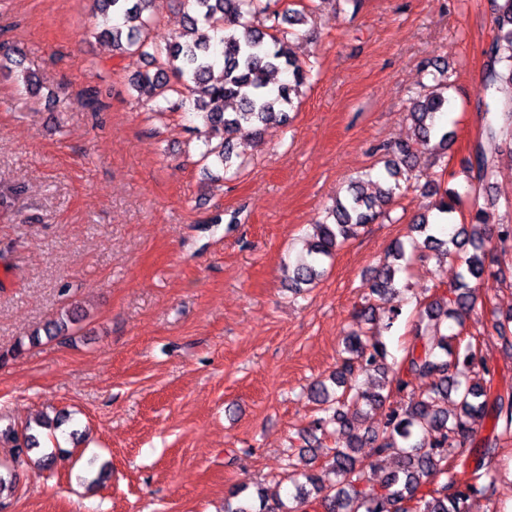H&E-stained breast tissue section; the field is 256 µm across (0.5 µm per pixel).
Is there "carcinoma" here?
<instances>
[{
  "label": "carcinoma",
  "mask_w": 512,
  "mask_h": 512,
  "mask_svg": "<svg viewBox=\"0 0 512 512\" xmlns=\"http://www.w3.org/2000/svg\"><path fill=\"white\" fill-rule=\"evenodd\" d=\"M105 15L98 37L112 41V55L137 54L149 60L153 70L139 71L129 80L138 99L155 104L156 111H174L190 104L204 123L223 134L216 145L206 144L201 160L233 169L232 136L248 126L256 133L271 123H286L294 97L308 80V70L295 56L283 27L307 23L304 11L288 8L282 12L264 10L259 19V0H178L187 8L183 38L161 44L148 32L158 22L160 0H96ZM494 36L483 50V93L485 124L481 136L504 137L512 142V0H489ZM221 76L215 77V69ZM434 84L420 94L409 110L413 123L411 141L387 152L384 172L368 180L375 192L367 193L352 184L346 194L335 199L326 219L315 224L316 241L309 243L293 266L291 287L301 290L324 275L323 261L330 258L359 229L372 224L393 198L400 180L415 167L418 152L445 156L455 132L438 121L448 106V65H434ZM288 79L272 81L276 73ZM82 105L98 111L106 106L102 90L88 85L81 91ZM463 173L472 185L483 189L497 175L495 158L487 155L480 142L469 149L462 161ZM434 198L432 210L439 228L431 232L429 215L412 223L423 235L413 242L420 258L453 244L458 249L471 246L464 259L465 272L448 293L425 303L419 311L414 342L405 348L402 359L388 362L386 344L373 335L352 333L344 342L341 364L329 377L335 396L321 380L309 390L310 398L322 406L324 415L314 421V430L302 437L305 447L288 453V469L303 481L294 485V508H288L275 493L257 490L259 505L251 499L226 502L224 512H299L315 501L326 512H469V500L477 494L496 493V478L487 459L496 451L500 438L512 434V391L491 393L494 369L480 348L479 338L448 333L442 327L453 321L461 327L476 307V286L472 280L493 273L492 241L512 242V223H493L497 200L486 199L472 208L470 221L487 229V237L476 241L465 226L445 224L460 205L459 193L440 183L428 187ZM405 254L395 248L378 269L372 294L382 299L396 292L400 261ZM383 308L374 302L357 311V321L370 324ZM80 321L77 309L66 311L43 330L28 336L30 343L68 335L70 326ZM491 328L506 343L512 341V309L492 311ZM379 380L375 390L356 386L360 374ZM428 379L427 388L412 393L414 382ZM410 393L406 405L389 410L382 429L361 431L357 415L361 407H380L392 393ZM455 398L456 412L448 413V399ZM493 436L484 440L474 465L461 458L462 449L475 444L485 423ZM334 438V447L324 460L317 461L311 444ZM370 455L359 456L362 448ZM387 457L395 465L378 483L368 472L376 461ZM437 475L441 481L433 483Z\"/></svg>",
  "instance_id": "carcinoma-1"
}]
</instances>
